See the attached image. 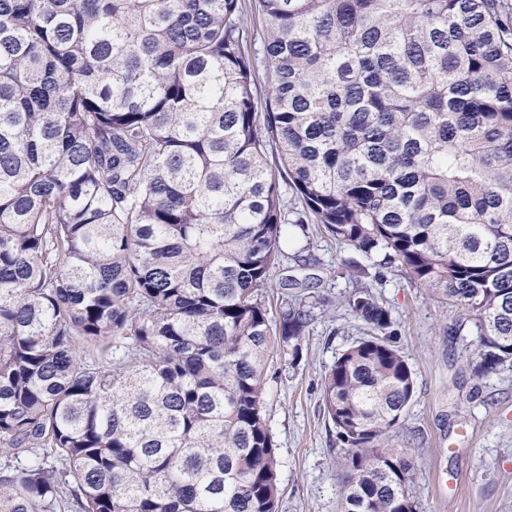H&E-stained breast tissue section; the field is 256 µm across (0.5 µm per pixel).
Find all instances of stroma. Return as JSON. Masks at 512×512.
Masks as SVG:
<instances>
[{
    "label": "stroma",
    "mask_w": 512,
    "mask_h": 512,
    "mask_svg": "<svg viewBox=\"0 0 512 512\" xmlns=\"http://www.w3.org/2000/svg\"><path fill=\"white\" fill-rule=\"evenodd\" d=\"M265 305L278 319L285 301L305 299L313 321L299 357L271 353L264 416L279 459V512H340L343 446L323 404V379L337 355L364 334L344 300L370 287L396 321V345L416 380L399 433L415 472L418 512H512V371L476 377L474 323L397 268L375 270L318 224L284 245ZM297 280L284 288L282 279Z\"/></svg>",
    "instance_id": "stroma-1"
}]
</instances>
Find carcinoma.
<instances>
[{
  "label": "carcinoma",
  "mask_w": 512,
  "mask_h": 512,
  "mask_svg": "<svg viewBox=\"0 0 512 512\" xmlns=\"http://www.w3.org/2000/svg\"><path fill=\"white\" fill-rule=\"evenodd\" d=\"M0 0V512H279L290 227L467 312L512 367V0ZM275 145L278 165L266 151ZM294 192L288 222L281 183ZM327 371L343 512H417L390 309Z\"/></svg>",
  "instance_id": "cac0c4a2"
}]
</instances>
